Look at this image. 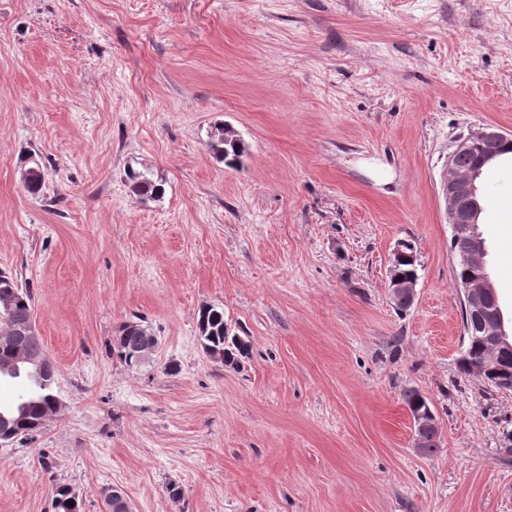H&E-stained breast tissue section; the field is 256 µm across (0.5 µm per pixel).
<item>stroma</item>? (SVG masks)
<instances>
[{
  "label": "stroma",
  "instance_id": "1",
  "mask_svg": "<svg viewBox=\"0 0 512 512\" xmlns=\"http://www.w3.org/2000/svg\"><path fill=\"white\" fill-rule=\"evenodd\" d=\"M484 124L512 131V0H0V269L34 288L61 401L0 445V512H53L61 485L80 512L112 487L133 512H512V392L458 370L441 194ZM479 191L508 313L512 165ZM205 304L249 340L241 367L204 351ZM138 319L158 346L130 368L109 346ZM209 146L220 161L227 162L228 165H235L245 151L242 140L237 133L229 126L218 124L211 134ZM130 187L136 193L151 200H159L165 195V184L162 179L155 178L150 168L130 166L126 173ZM403 402L408 407L412 416H416V419H413L416 447L418 448L421 443L419 450L422 453L426 455L435 453L438 448L437 425L432 420H423L417 416V414L423 416L430 414L432 419H435L432 403L418 390L415 389H408L404 392ZM434 424L435 426L432 427L422 439V434L425 433L429 427Z\"/></svg>",
  "mask_w": 512,
  "mask_h": 512
}]
</instances>
